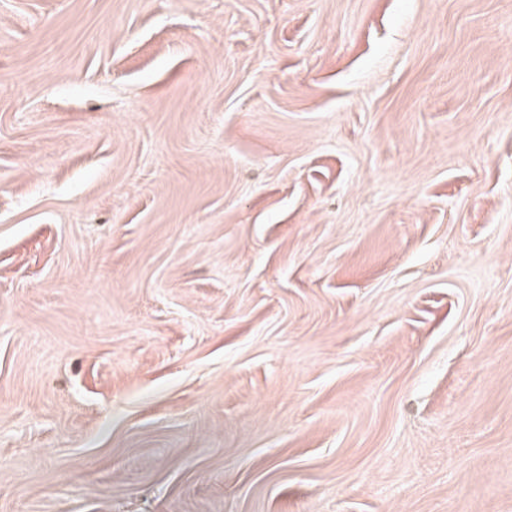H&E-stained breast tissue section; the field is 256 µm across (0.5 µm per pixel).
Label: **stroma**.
I'll return each mask as SVG.
<instances>
[{
  "mask_svg": "<svg viewBox=\"0 0 512 512\" xmlns=\"http://www.w3.org/2000/svg\"><path fill=\"white\" fill-rule=\"evenodd\" d=\"M0 512H512V0H0Z\"/></svg>",
  "mask_w": 512,
  "mask_h": 512,
  "instance_id": "35a3bbf8",
  "label": "stroma"
}]
</instances>
